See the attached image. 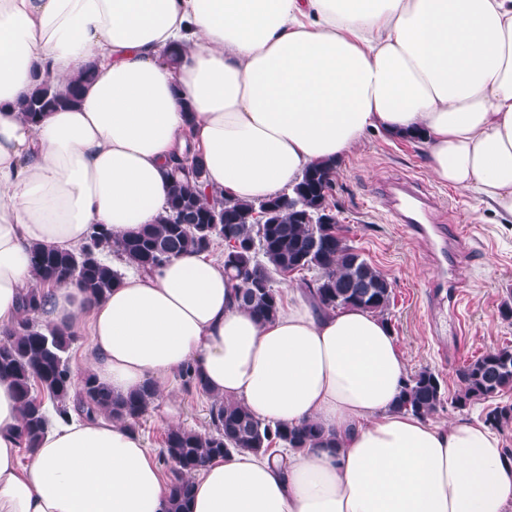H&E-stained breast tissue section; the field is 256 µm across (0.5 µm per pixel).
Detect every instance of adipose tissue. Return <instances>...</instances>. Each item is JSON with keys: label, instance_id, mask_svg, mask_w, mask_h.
Segmentation results:
<instances>
[{"label": "adipose tissue", "instance_id": "adipose-tissue-1", "mask_svg": "<svg viewBox=\"0 0 512 512\" xmlns=\"http://www.w3.org/2000/svg\"><path fill=\"white\" fill-rule=\"evenodd\" d=\"M90 65L76 104L25 118L36 82L63 93ZM372 130L415 138L433 179L512 217V0H0V332L35 288L37 321L87 330L81 365L112 392L151 382L162 397L190 366L259 419L335 438L207 461L191 512H512L495 431L396 410L405 362L378 316L297 289L259 322L207 253L103 299L33 276V245L155 223L187 146L208 192L251 201L342 162ZM24 446L0 381V512H166L157 453L126 425L73 408Z\"/></svg>", "mask_w": 512, "mask_h": 512}]
</instances>
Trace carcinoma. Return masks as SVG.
Here are the masks:
<instances>
[{"label":"carcinoma","instance_id":"carcinoma-1","mask_svg":"<svg viewBox=\"0 0 512 512\" xmlns=\"http://www.w3.org/2000/svg\"><path fill=\"white\" fill-rule=\"evenodd\" d=\"M95 77L87 68L64 96L40 82L25 96L21 111L29 120L43 112L78 102L85 83ZM336 164L321 162L306 169L288 194L242 201L205 192L201 155L175 159L170 172L167 205L155 224L115 237L104 225H95L87 241L73 251L35 246L31 263L40 283H72L94 299L106 297L121 281V273L104 263L108 252L149 273L170 259L190 252L221 250L224 271L240 282L239 300L257 320L274 319L283 303L276 278L302 272L299 287L306 289L325 310L356 307L385 317L392 287L384 273L356 246L349 243L344 225L331 209ZM38 289L24 305L25 315L0 337V379L8 380L21 399V425L27 450L52 425L47 406L55 415L69 410L74 386L68 352L74 336L45 326L34 318ZM458 385L445 401L443 379L429 369L408 376L395 408L427 419L447 403L458 411L512 391V346L490 349L463 365ZM156 391L147 383L127 394H114L90 374L81 380V403L88 415L103 414L131 429L149 412ZM209 419L202 430L173 426L167 430L162 458L171 469L167 512H190L192 475L208 459L231 453L265 455L284 445L314 451L330 444L315 421L289 426L255 417L242 403L210 397ZM493 429L512 425V403H498L485 413Z\"/></svg>","mask_w":512,"mask_h":512}]
</instances>
